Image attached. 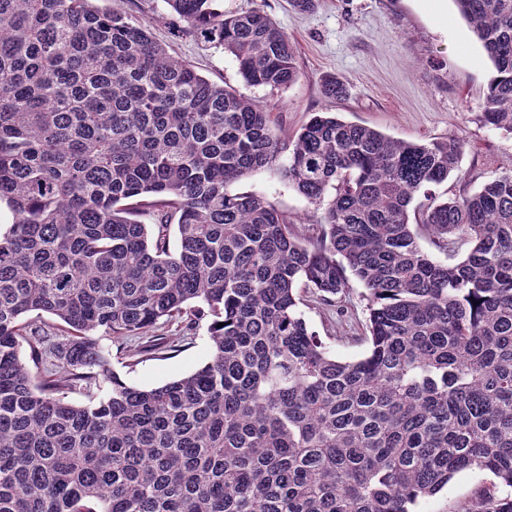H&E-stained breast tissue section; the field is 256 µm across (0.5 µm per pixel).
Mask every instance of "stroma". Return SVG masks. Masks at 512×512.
I'll return each mask as SVG.
<instances>
[{"instance_id":"35a3bbf8","label":"stroma","mask_w":512,"mask_h":512,"mask_svg":"<svg viewBox=\"0 0 512 512\" xmlns=\"http://www.w3.org/2000/svg\"><path fill=\"white\" fill-rule=\"evenodd\" d=\"M219 6L228 13L264 9L295 46L297 81L275 90L250 86L232 56L196 37L173 35L178 19L164 0H134L129 10L149 21L153 36L172 57L194 65L210 81L268 106L280 136H292L312 113L325 110L396 139L459 135L464 140V177L441 185L442 197L472 194L512 164V135L492 129L480 118L492 64L453 0H317L315 8L304 13L293 10L288 0H220ZM326 75L345 84L344 98L323 97L321 79ZM239 188L262 194L303 228L322 212L273 170L254 173ZM339 302L345 316L315 304L305 311L308 324L327 337L338 358H360L367 349L364 288L352 284ZM207 326L204 319L193 326L183 319L161 323L156 333L170 344L161 353L142 352L137 340L129 342V351L123 354L116 342H106L112 369L121 380L140 388L189 374L211 354ZM491 480L488 474H458L438 494L417 504L416 512H455Z\"/></svg>"}]
</instances>
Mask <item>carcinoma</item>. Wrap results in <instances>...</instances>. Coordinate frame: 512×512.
<instances>
[{"label": "carcinoma", "instance_id": "carcinoma-1", "mask_svg": "<svg viewBox=\"0 0 512 512\" xmlns=\"http://www.w3.org/2000/svg\"><path fill=\"white\" fill-rule=\"evenodd\" d=\"M164 2L247 84L298 78L263 9ZM454 3L494 66L482 121L512 135V0ZM463 145L334 112L288 143L129 12L0 0V512H413L464 471L497 479L465 512H512V168L410 217ZM265 168L331 196L317 234L234 189ZM352 279L369 349L344 361L299 290L327 305ZM183 315L208 320L205 364L152 388L112 372L100 339Z\"/></svg>", "mask_w": 512, "mask_h": 512}]
</instances>
